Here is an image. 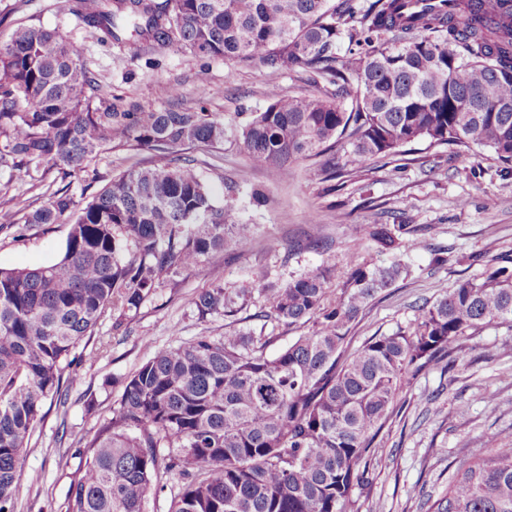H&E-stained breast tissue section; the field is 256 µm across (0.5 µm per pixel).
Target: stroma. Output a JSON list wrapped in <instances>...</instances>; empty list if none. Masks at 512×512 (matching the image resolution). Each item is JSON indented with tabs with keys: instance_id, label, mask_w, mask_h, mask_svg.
Returning a JSON list of instances; mask_svg holds the SVG:
<instances>
[{
	"instance_id": "obj_1",
	"label": "stroma",
	"mask_w": 512,
	"mask_h": 512,
	"mask_svg": "<svg viewBox=\"0 0 512 512\" xmlns=\"http://www.w3.org/2000/svg\"><path fill=\"white\" fill-rule=\"evenodd\" d=\"M73 0H0V45L17 27L55 30L82 45L87 67L119 109L150 112L173 105L223 114L222 145L184 149L216 197L234 182L235 220L254 225L251 246L235 255L216 253L193 271L162 284L138 309L108 310L97 332L80 343L67 404L50 409L37 428L21 470L16 512H64L69 476L86 440L111 417L125 378L155 353L199 336L264 331L271 350L305 332L302 324H261L254 314L264 284L280 286L316 269L328 270L339 287L349 260L372 266L399 258L413 274L390 295L373 300L350 331V348L367 338L407 327L424 301L461 277L477 276L498 257H512V174L502 175L487 149L452 150L420 141L395 156L356 161L338 153L343 186L329 192L321 180L322 158L293 163L287 176L272 178L253 166L236 134L252 113L264 111L269 88L283 95L313 89L334 93L326 79L306 71H274L261 65L231 66L173 46L147 43L119 26L115 37L86 26ZM153 153L115 150L92 169L61 175L42 170L15 178L0 165V268L37 267L55 259L70 226L25 224L49 194L68 188L74 198L94 194L113 177L150 166ZM264 203H255L254 190ZM370 224H409L421 249L382 251L363 230ZM323 246L310 244V233ZM239 293L232 316L199 315L195 296L214 284ZM402 407L378 437L369 484L355 488L348 512H424L426 500L445 494L458 466L477 456L483 439L496 434L512 442V328L490 326L464 339L456 365L433 366L409 377Z\"/></svg>"
}]
</instances>
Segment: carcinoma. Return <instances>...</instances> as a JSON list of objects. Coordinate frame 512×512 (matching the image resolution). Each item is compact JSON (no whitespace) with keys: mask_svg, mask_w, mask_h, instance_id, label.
Wrapping results in <instances>:
<instances>
[{"mask_svg":"<svg viewBox=\"0 0 512 512\" xmlns=\"http://www.w3.org/2000/svg\"><path fill=\"white\" fill-rule=\"evenodd\" d=\"M89 26L114 37L124 18L145 40L237 65L313 70L336 85L283 96L240 128L250 162L278 178L288 164L350 146L379 159L407 144L488 149L512 171V0H74ZM363 47L337 54L343 39ZM83 49L54 30L20 28L0 46V163L19 179L40 167L88 168L116 148L151 150L79 205L49 195L27 224L70 229L60 257L0 268V512H14L20 472L46 403L65 405L71 355L105 311L136 309L159 286L225 249L243 251L254 226L215 202L186 145L224 143V117L190 108L117 112L94 104ZM414 232L373 224L388 250ZM409 266L349 262L327 298L319 269L262 289L257 317L307 332L276 354L271 336H199L156 353L124 382L112 417L81 452L65 512H144L170 487L169 512H347L362 464L412 371L445 363L479 329L512 327V267L462 278L405 329L354 351L353 322ZM199 314L236 312L221 284L197 294ZM460 466L428 512H512V446L492 435Z\"/></svg>","mask_w":512,"mask_h":512,"instance_id":"cac0c4a2","label":"carcinoma"}]
</instances>
